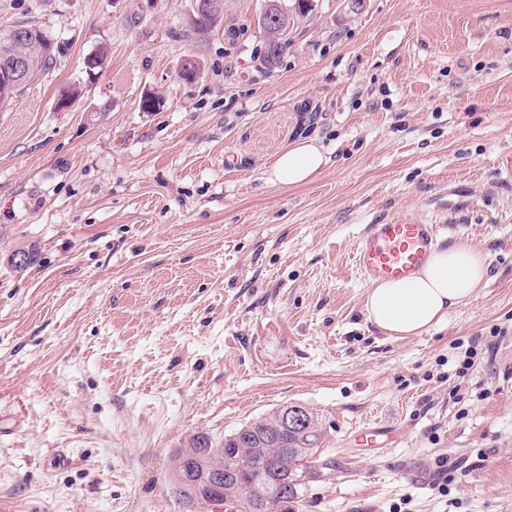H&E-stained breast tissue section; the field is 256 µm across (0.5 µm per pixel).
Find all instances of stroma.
<instances>
[{
	"mask_svg": "<svg viewBox=\"0 0 512 512\" xmlns=\"http://www.w3.org/2000/svg\"><path fill=\"white\" fill-rule=\"evenodd\" d=\"M262 7L224 0L231 45L196 40L191 0H0L57 48L0 108V512H191L175 450L287 404L336 462L296 512H512V0H317L269 72ZM301 139L319 176L271 182ZM399 215L489 274L394 339L352 257ZM373 420L405 434L376 462L350 449Z\"/></svg>",
	"mask_w": 512,
	"mask_h": 512,
	"instance_id": "1",
	"label": "stroma"
}]
</instances>
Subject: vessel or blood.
<instances>
[{
  "mask_svg": "<svg viewBox=\"0 0 512 512\" xmlns=\"http://www.w3.org/2000/svg\"><path fill=\"white\" fill-rule=\"evenodd\" d=\"M436 243L435 225L415 217H396L369 225L358 240L353 261L364 281L403 279L423 267ZM402 438L395 428L374 422L353 433L352 446L365 458L374 460Z\"/></svg>",
  "mask_w": 512,
  "mask_h": 512,
  "instance_id": "b4317fda",
  "label": "vessel or blood"
}]
</instances>
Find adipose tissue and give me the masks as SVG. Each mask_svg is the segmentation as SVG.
Instances as JSON below:
<instances>
[{"instance_id": "adipose-tissue-1", "label": "adipose tissue", "mask_w": 512, "mask_h": 512, "mask_svg": "<svg viewBox=\"0 0 512 512\" xmlns=\"http://www.w3.org/2000/svg\"><path fill=\"white\" fill-rule=\"evenodd\" d=\"M325 162L318 146L303 139L276 157L271 174L283 184H302L313 181ZM488 272L484 254L467 242L435 249L416 275L370 288L364 303L367 318L396 339L421 335L442 322L451 308L471 299Z\"/></svg>"}]
</instances>
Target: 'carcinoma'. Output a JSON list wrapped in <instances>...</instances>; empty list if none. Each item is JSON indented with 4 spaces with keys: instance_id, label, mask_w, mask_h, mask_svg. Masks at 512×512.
<instances>
[{
    "instance_id": "carcinoma-1",
    "label": "carcinoma",
    "mask_w": 512,
    "mask_h": 512,
    "mask_svg": "<svg viewBox=\"0 0 512 512\" xmlns=\"http://www.w3.org/2000/svg\"><path fill=\"white\" fill-rule=\"evenodd\" d=\"M187 23L190 31L199 37L224 28V38L230 45L245 30L243 24L224 23L222 9L196 19L190 16ZM49 44H54V40L43 31L39 42L22 40L18 50L32 56L37 68L45 70L54 61V53L46 52ZM320 440L313 416L309 425L288 437L280 431L274 411L247 422L224 436V455L214 456L215 463L223 469L224 494L245 501L250 512H293L320 470L335 467L333 460L313 457V449ZM185 453L186 450L180 449L174 454L176 490L183 499L194 502L198 471L185 466Z\"/></svg>"
}]
</instances>
